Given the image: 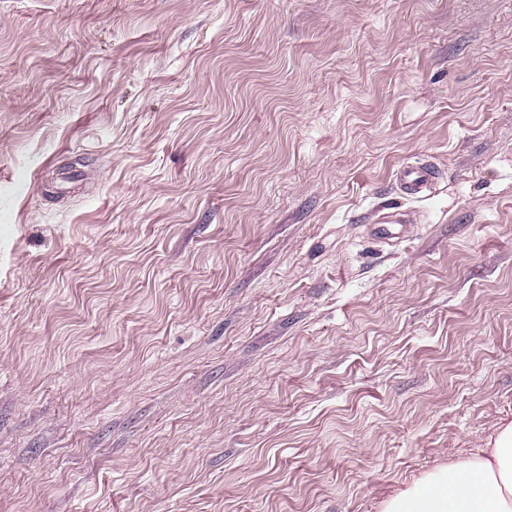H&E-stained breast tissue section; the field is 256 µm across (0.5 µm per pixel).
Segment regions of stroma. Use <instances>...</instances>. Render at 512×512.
Wrapping results in <instances>:
<instances>
[{
  "label": "stroma",
  "mask_w": 512,
  "mask_h": 512,
  "mask_svg": "<svg viewBox=\"0 0 512 512\" xmlns=\"http://www.w3.org/2000/svg\"><path fill=\"white\" fill-rule=\"evenodd\" d=\"M510 422L512 0H0V512H381ZM436 178L434 168L426 165L407 166L399 171L397 177L401 190L412 198H418L430 191Z\"/></svg>",
  "instance_id": "1"
}]
</instances>
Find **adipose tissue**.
Instances as JSON below:
<instances>
[{"instance_id":"obj_1","label":"adipose tissue","mask_w":512,"mask_h":512,"mask_svg":"<svg viewBox=\"0 0 512 512\" xmlns=\"http://www.w3.org/2000/svg\"><path fill=\"white\" fill-rule=\"evenodd\" d=\"M381 512H512V423L499 430L490 447L395 489Z\"/></svg>"}]
</instances>
